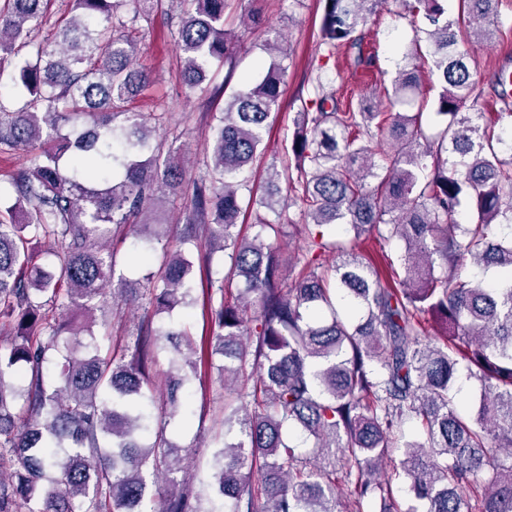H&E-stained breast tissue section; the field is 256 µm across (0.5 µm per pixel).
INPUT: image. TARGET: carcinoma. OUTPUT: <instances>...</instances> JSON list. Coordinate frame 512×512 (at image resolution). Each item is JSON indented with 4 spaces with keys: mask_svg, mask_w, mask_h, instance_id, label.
<instances>
[{
    "mask_svg": "<svg viewBox=\"0 0 512 512\" xmlns=\"http://www.w3.org/2000/svg\"><path fill=\"white\" fill-rule=\"evenodd\" d=\"M123 2L70 0V18L40 41L43 0L0 7V66L16 61L22 98L13 110L0 103V152L39 148L13 176L15 203L0 215V322L13 331L0 350V461L10 462L0 512H202L166 428L187 407L185 387L206 377L212 344L224 355L225 423L239 425L238 440L213 453L211 488L229 512H366L375 503L402 512L392 487L400 479L426 512H512V96L508 71L478 80L460 50L473 37L492 40L496 0H458L455 19L439 0H394L428 21L410 54L431 60L446 121L429 136L421 111L363 101L342 109L334 82L318 74L315 108L295 121V165H271L256 198L242 174L279 109L288 58L282 38L267 43L265 75L227 99L212 167L185 207L183 242L202 236L205 261L229 258L217 287L202 290L200 339L148 320L133 345L104 349L80 336L118 300L140 297L156 314L196 304L193 261L179 249L136 297L115 278L109 233L161 240L165 225L147 210L158 195L181 193L186 172L147 118L125 109L150 83L135 67L149 11L124 15ZM171 2L191 92L213 63L232 61L239 36L224 27L227 0ZM322 2L325 56L345 47L356 65L374 66L361 27L389 0ZM420 95L415 67L385 91L390 106ZM62 121L83 130L63 134ZM281 181L301 193L305 224H340L343 235L313 236L285 256L280 240L302 225L259 215L257 231L241 234L252 205L280 215ZM464 196L474 208L467 224ZM371 237L404 243L403 272L384 254L355 252ZM38 238L51 242L42 261ZM331 254L339 263L329 267ZM468 264L496 269L497 285L463 276ZM169 346L166 421L147 445L151 363ZM462 368L481 387L470 414L453 395ZM411 421L415 437L403 431ZM293 427L313 440L312 457L286 442Z\"/></svg>",
    "mask_w": 512,
    "mask_h": 512,
    "instance_id": "obj_1",
    "label": "carcinoma"
}]
</instances>
